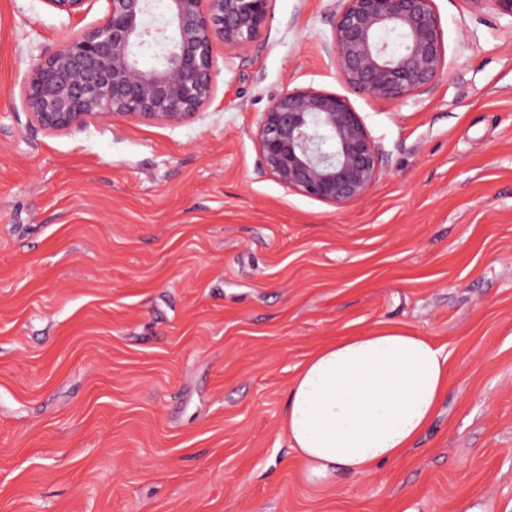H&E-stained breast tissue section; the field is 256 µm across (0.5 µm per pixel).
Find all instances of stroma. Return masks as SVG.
Listing matches in <instances>:
<instances>
[{"instance_id": "stroma-1", "label": "stroma", "mask_w": 512, "mask_h": 512, "mask_svg": "<svg viewBox=\"0 0 512 512\" xmlns=\"http://www.w3.org/2000/svg\"><path fill=\"white\" fill-rule=\"evenodd\" d=\"M426 94L350 102L387 171L336 207L263 167L269 101L339 94L336 0H270L177 125L37 126V59L96 25L0 0V512H512V18L435 0ZM399 326L448 352L398 462L309 481L282 429L318 348Z\"/></svg>"}]
</instances>
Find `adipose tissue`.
<instances>
[{
  "label": "adipose tissue",
  "instance_id": "ef3b65f1",
  "mask_svg": "<svg viewBox=\"0 0 512 512\" xmlns=\"http://www.w3.org/2000/svg\"><path fill=\"white\" fill-rule=\"evenodd\" d=\"M448 386V355L398 327L315 351L288 388L289 448L316 484L365 476L400 459L432 421Z\"/></svg>",
  "mask_w": 512,
  "mask_h": 512
}]
</instances>
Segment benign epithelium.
Instances as JSON below:
<instances>
[{
    "label": "benign epithelium",
    "mask_w": 512,
    "mask_h": 512,
    "mask_svg": "<svg viewBox=\"0 0 512 512\" xmlns=\"http://www.w3.org/2000/svg\"><path fill=\"white\" fill-rule=\"evenodd\" d=\"M70 18L89 0H44ZM161 26L149 0H107L105 19L69 34L28 70L23 102L50 131L87 119L175 125L214 97V49L233 57L265 26L270 0H167ZM330 42L346 89L395 103L434 89L446 67L434 0H337ZM403 38L390 49L383 35ZM149 54L150 66L140 62ZM263 166L283 185L335 206L381 178L383 153L348 97L312 86L272 98L256 132Z\"/></svg>",
    "instance_id": "benign-epithelium-1"
}]
</instances>
